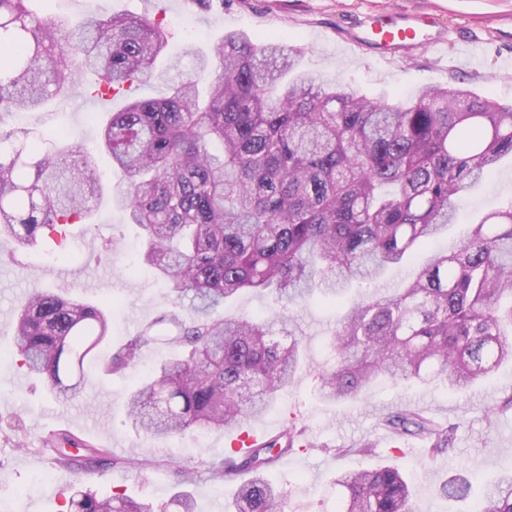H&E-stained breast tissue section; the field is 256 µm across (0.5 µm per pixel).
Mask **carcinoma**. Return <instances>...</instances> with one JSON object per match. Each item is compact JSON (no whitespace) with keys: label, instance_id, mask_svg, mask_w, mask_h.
Listing matches in <instances>:
<instances>
[{"label":"carcinoma","instance_id":"obj_1","mask_svg":"<svg viewBox=\"0 0 512 512\" xmlns=\"http://www.w3.org/2000/svg\"><path fill=\"white\" fill-rule=\"evenodd\" d=\"M32 0H0V119L45 109L84 73L119 91L150 77L168 33L146 17L89 16L77 26L39 19ZM284 41L227 36L197 56L211 79L167 80L159 98L134 97L101 128L100 149L124 182L112 201L145 242L143 263L169 286L173 311L112 358L133 368L162 341L169 358L131 392L127 408L148 440L223 430L267 410L302 363V340L284 315L316 288L337 297L409 260L457 218L460 195L512 158V103L460 88L424 87L391 102L297 70ZM43 148L24 127L0 128V238L34 246L93 215L101 187L75 141ZM266 292L263 319L221 314L239 292ZM112 311L35 289L17 313L14 354L56 398L82 392L85 359L111 339ZM320 373L321 397L353 400L375 379L395 386L471 387L512 361V206L485 214L456 247L437 252L405 287L341 307ZM394 441L425 443L427 465L454 447L457 425L415 409L387 414ZM302 430L288 426L213 478L240 473L228 512H285L290 494L265 478L271 451L287 454ZM57 461L79 475L106 448L62 432ZM336 512H413L396 464L341 473ZM468 476L440 486L465 499ZM68 512H153L121 494L98 498L75 480ZM512 512V467L477 505Z\"/></svg>","mask_w":512,"mask_h":512}]
</instances>
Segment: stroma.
<instances>
[{"instance_id": "1", "label": "stroma", "mask_w": 512, "mask_h": 512, "mask_svg": "<svg viewBox=\"0 0 512 512\" xmlns=\"http://www.w3.org/2000/svg\"><path fill=\"white\" fill-rule=\"evenodd\" d=\"M32 8L39 17L61 16L73 22L90 14L149 18L168 31L167 52L172 56L191 48L208 51L230 34L257 43L284 40L299 50L302 69L370 97L395 101L425 86H461L512 102V37L507 34L512 0H208L201 9L188 8L184 0H34ZM373 10L433 13L448 42L406 58L366 55L346 37L350 27ZM124 104L121 98H87L76 86L46 110L27 113L25 125L38 136L67 130L91 151L100 124ZM511 204L509 160L491 181L460 199L459 223L443 230L436 246L454 247L466 224ZM68 248L75 259L61 263L48 260L50 244L26 247L0 240V512H67V484L74 474L57 462L51 444L61 430L110 448V458L83 476L97 496L124 493L159 505L186 490L195 512H224L242 482L238 476L219 482L209 471L211 462L225 457L224 433L208 431L146 445L127 416L129 390L140 374L169 354L168 345L146 348L134 373L107 376L89 368L80 396L67 402L55 399L40 379L16 364L12 336L17 309L33 288L111 305L112 341L100 350L104 360L113 347L171 307L167 286L139 267L138 230L113 206L109 194H102L93 223L71 225ZM432 249L422 248L415 262L388 268L375 283L348 289L346 302L401 287L429 260ZM291 315L303 342L302 369L267 411L247 419L264 432H279L292 422L305 429V448L288 453L266 472L269 481L290 490L287 512H334L337 472L388 462L399 463L410 478L415 512H448L438 486L465 473L472 479L473 493L460 508L472 512L500 471L512 465V407L506 404L512 397V363L502 364L468 391L376 383L353 402L332 404L322 400L318 376L339 311L331 296L317 290ZM489 405L497 408L490 417L484 413ZM404 408L437 422L457 423L453 451L427 468L421 463L423 441L392 442L383 416ZM361 441L371 442L375 455H336V448ZM138 447L145 450L144 465L133 470L116 467V460Z\"/></svg>"}]
</instances>
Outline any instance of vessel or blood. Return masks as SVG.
I'll return each instance as SVG.
<instances>
[{
    "mask_svg": "<svg viewBox=\"0 0 512 512\" xmlns=\"http://www.w3.org/2000/svg\"><path fill=\"white\" fill-rule=\"evenodd\" d=\"M347 41L385 57L437 46L442 43L443 37L435 30L430 16L396 13L369 17L358 31L350 33Z\"/></svg>",
    "mask_w": 512,
    "mask_h": 512,
    "instance_id": "b4317fda",
    "label": "vessel or blood"
}]
</instances>
